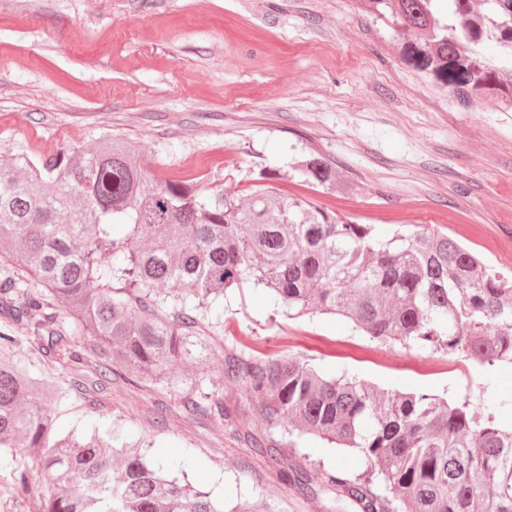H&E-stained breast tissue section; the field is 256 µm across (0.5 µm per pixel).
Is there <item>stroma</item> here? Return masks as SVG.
I'll return each mask as SVG.
<instances>
[{
  "label": "stroma",
  "mask_w": 512,
  "mask_h": 512,
  "mask_svg": "<svg viewBox=\"0 0 512 512\" xmlns=\"http://www.w3.org/2000/svg\"><path fill=\"white\" fill-rule=\"evenodd\" d=\"M393 19L368 0H0V157L36 159L68 146L93 151L105 136L130 143L157 181L220 175L245 198L251 171L271 165L275 186L381 236L399 225L445 232L512 269V111L485 98L460 103L407 58ZM324 159L354 191L303 181L296 161ZM211 333L223 346L170 381L114 384L80 401L62 431L97 428L152 443L184 480L226 512H339L282 483L280 463L347 477L360 453L289 435L256 420L222 383L225 348L297 357L329 375L381 389L489 398L480 367L377 344L332 315H288L267 291L229 293ZM223 389L235 425L190 415L187 396ZM251 429L277 454L239 436Z\"/></svg>",
  "instance_id": "stroma-1"
}]
</instances>
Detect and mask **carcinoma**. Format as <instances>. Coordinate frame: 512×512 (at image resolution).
I'll list each match as a JSON object with an SVG mask.
<instances>
[{
    "instance_id": "cac0c4a2",
    "label": "carcinoma",
    "mask_w": 512,
    "mask_h": 512,
    "mask_svg": "<svg viewBox=\"0 0 512 512\" xmlns=\"http://www.w3.org/2000/svg\"><path fill=\"white\" fill-rule=\"evenodd\" d=\"M369 0L404 33L428 41L405 53L463 102L494 94L512 107V0ZM305 180L348 192L325 161ZM271 166L240 199L221 178L154 182L136 151L109 137L79 154L62 148L0 160V505L26 512H224L114 437L61 436L73 395L121 380L157 381L200 363L219 344L212 305L229 289L262 286L296 315L335 314L379 344L444 352L494 374L512 370V274L448 234L416 225L381 237L273 186ZM96 371L85 372L88 359ZM54 362L64 377L45 375ZM222 382L253 414L288 434L353 448L365 470L346 478L283 470L317 497L330 488L356 512H512V390L476 413L469 401L379 389L325 376L295 357L224 349ZM186 410L233 424L224 390Z\"/></svg>"
}]
</instances>
